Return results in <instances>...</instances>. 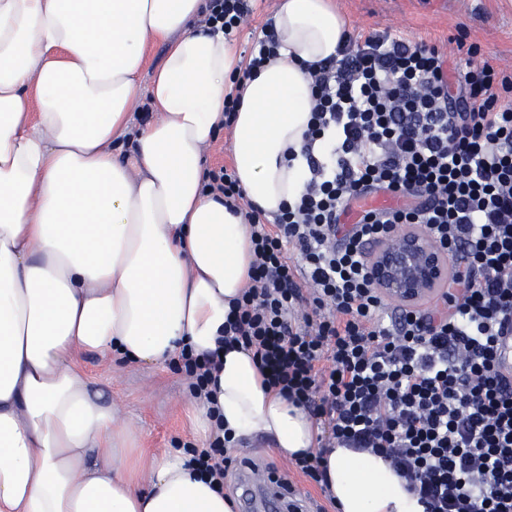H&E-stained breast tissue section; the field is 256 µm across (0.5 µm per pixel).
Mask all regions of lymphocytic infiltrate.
<instances>
[{"mask_svg":"<svg viewBox=\"0 0 512 512\" xmlns=\"http://www.w3.org/2000/svg\"><path fill=\"white\" fill-rule=\"evenodd\" d=\"M311 77L305 191L273 223L247 213L252 283L224 342L319 421L323 447L389 461L423 512H512V375L499 355L512 321V71L467 65L452 88L443 52L386 31L344 34ZM377 193L398 206L343 224ZM410 226L445 252L448 289L391 308L370 250ZM228 445L191 451L218 487Z\"/></svg>","mask_w":512,"mask_h":512,"instance_id":"lymphocytic-infiltrate-1","label":"lymphocytic infiltrate"}]
</instances>
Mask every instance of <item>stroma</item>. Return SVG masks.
<instances>
[{
	"instance_id": "obj_1",
	"label": "stroma",
	"mask_w": 512,
	"mask_h": 512,
	"mask_svg": "<svg viewBox=\"0 0 512 512\" xmlns=\"http://www.w3.org/2000/svg\"><path fill=\"white\" fill-rule=\"evenodd\" d=\"M351 33L364 37L388 30L414 42L437 46L449 67L483 61L512 67V0H333ZM80 369L112 399L120 418L138 435L146 455L192 442L185 411L191 379L176 364L163 368L129 363L116 354L90 353ZM234 459H248L258 475L287 471L296 496L307 512H319L326 499L318 484L286 468L270 443L257 441L237 448Z\"/></svg>"
}]
</instances>
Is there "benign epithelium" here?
Listing matches in <instances>:
<instances>
[{"mask_svg": "<svg viewBox=\"0 0 512 512\" xmlns=\"http://www.w3.org/2000/svg\"><path fill=\"white\" fill-rule=\"evenodd\" d=\"M374 285L388 299L412 305L434 296L448 280V262L423 230L379 244L369 257Z\"/></svg>", "mask_w": 512, "mask_h": 512, "instance_id": "7a95c632", "label": "benign epithelium"}]
</instances>
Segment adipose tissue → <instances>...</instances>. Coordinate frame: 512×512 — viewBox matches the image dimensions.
Masks as SVG:
<instances>
[{
  "mask_svg": "<svg viewBox=\"0 0 512 512\" xmlns=\"http://www.w3.org/2000/svg\"><path fill=\"white\" fill-rule=\"evenodd\" d=\"M207 5L0 0V512H234L184 449L142 455L77 369L86 353L162 366L218 352L190 409L198 447L228 429L286 460L317 450L315 420L224 347L250 226L206 190L203 150L230 126L246 206L279 214L307 178L308 67L337 56L347 22L331 0H279L277 54L247 77L201 25ZM156 40L168 49L144 90ZM142 96L154 118L140 126ZM324 463L340 512H423L381 456L335 447Z\"/></svg>",
  "mask_w": 512,
  "mask_h": 512,
  "instance_id": "1",
  "label": "adipose tissue"
}]
</instances>
